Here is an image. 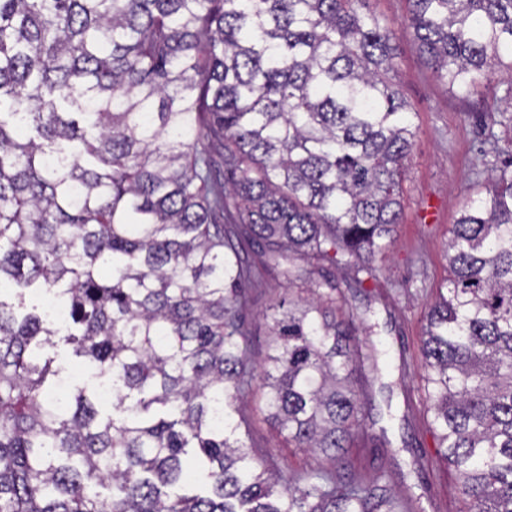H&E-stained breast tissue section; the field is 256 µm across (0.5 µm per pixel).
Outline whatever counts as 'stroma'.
<instances>
[{"label": "stroma", "instance_id": "1", "mask_svg": "<svg viewBox=\"0 0 512 512\" xmlns=\"http://www.w3.org/2000/svg\"><path fill=\"white\" fill-rule=\"evenodd\" d=\"M396 53L395 79L415 112L417 136L407 161L402 222L390 251L377 262L383 287L346 293L343 303L345 311L374 324V334L362 342L375 346L381 369L379 378L363 385L372 407L348 450L349 470L365 483L385 472L399 512H466L454 473L437 455L430 432L421 336L448 277V230L463 201L485 187L492 159L480 152L483 131L502 120L508 85L462 97L436 78L412 33L400 34ZM285 288L269 275L249 292L243 315L252 363H259L268 339L263 315ZM243 412L249 420L246 444L285 480L327 468L323 456L286 447L253 401L244 402Z\"/></svg>", "mask_w": 512, "mask_h": 512}]
</instances>
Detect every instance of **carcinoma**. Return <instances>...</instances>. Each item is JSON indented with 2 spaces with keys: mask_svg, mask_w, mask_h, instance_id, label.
Masks as SVG:
<instances>
[{
  "mask_svg": "<svg viewBox=\"0 0 512 512\" xmlns=\"http://www.w3.org/2000/svg\"><path fill=\"white\" fill-rule=\"evenodd\" d=\"M366 2L0 0V294L64 314L0 299V512H396L383 475H337L368 416L354 381L379 373L338 302L378 280L416 136L396 40L489 90L512 0ZM484 143L512 156V128ZM266 273L307 297L274 306L256 367L241 313ZM60 342L110 396L60 388ZM421 349L467 512H512V161L449 229ZM256 390L331 469L289 485L246 445ZM408 4L405 0H368L366 9L381 19H397L406 14Z\"/></svg>",
  "mask_w": 512,
  "mask_h": 512,
  "instance_id": "carcinoma-1",
  "label": "carcinoma"
}]
</instances>
